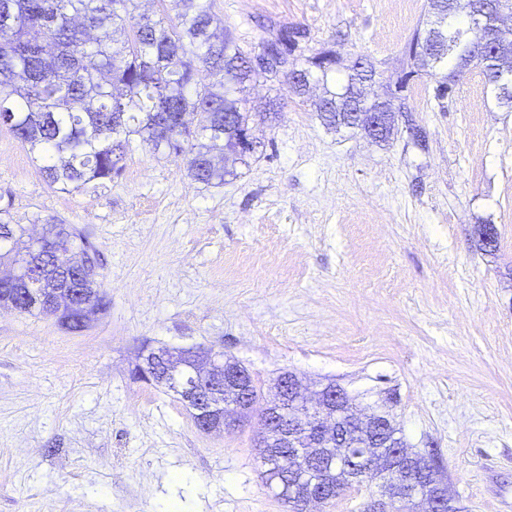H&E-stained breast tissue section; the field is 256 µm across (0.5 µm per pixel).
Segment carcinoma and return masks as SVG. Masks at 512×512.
Masks as SVG:
<instances>
[{
  "label": "carcinoma",
  "instance_id": "1",
  "mask_svg": "<svg viewBox=\"0 0 512 512\" xmlns=\"http://www.w3.org/2000/svg\"><path fill=\"white\" fill-rule=\"evenodd\" d=\"M137 0H0V126H6L36 155L45 181L70 193L93 182L110 181L133 145L166 148L188 158L192 180L223 181L226 168L216 154L238 153L249 130L247 67L250 53L218 30L211 0H175V17L133 14ZM441 49L428 76L442 75L435 96L454 91L451 79L466 67L482 71L487 89L512 108V70L496 68L498 53L512 38L484 39L494 19L479 18L469 0H449L439 20ZM213 81L201 83L200 70ZM320 81L325 99L315 107L323 120L349 127L360 107V71L338 69L313 55L301 67ZM197 116L190 127L184 116ZM0 260L17 261L30 253L28 228L1 214ZM55 235L73 251L99 265L98 254L71 224L52 219ZM281 448H260L266 485L279 489L288 512V469L269 462Z\"/></svg>",
  "mask_w": 512,
  "mask_h": 512
}]
</instances>
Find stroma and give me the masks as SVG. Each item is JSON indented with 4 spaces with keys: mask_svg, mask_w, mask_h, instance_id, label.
Instances as JSON below:
<instances>
[{
    "mask_svg": "<svg viewBox=\"0 0 512 512\" xmlns=\"http://www.w3.org/2000/svg\"><path fill=\"white\" fill-rule=\"evenodd\" d=\"M236 44L300 27L391 80L427 0H213ZM407 91L426 149L326 124L286 81L256 77L260 145L224 184L136 147L118 178L61 193L0 128V207L39 232L79 228L110 306L81 334L0 309V512H288L246 425L200 432L172 392L136 379L141 347H204L261 390L290 371L389 409L408 447L440 454L464 512L512 500V112L479 69L452 98ZM495 225V252L476 228Z\"/></svg>",
    "mask_w": 512,
    "mask_h": 512,
    "instance_id": "obj_1",
    "label": "stroma"
}]
</instances>
